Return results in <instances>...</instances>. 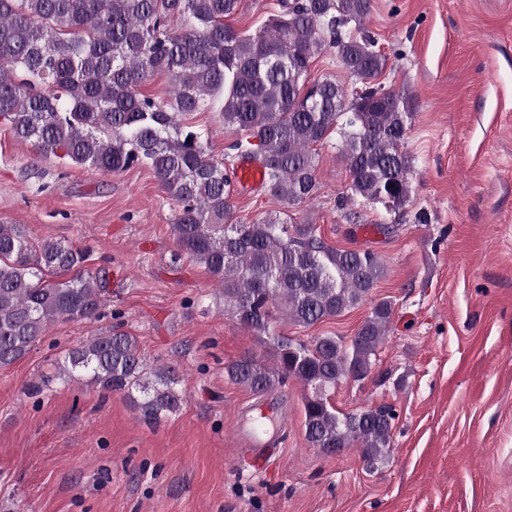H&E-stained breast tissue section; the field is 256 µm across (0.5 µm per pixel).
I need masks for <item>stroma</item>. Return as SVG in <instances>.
<instances>
[{
  "label": "stroma",
  "mask_w": 512,
  "mask_h": 512,
  "mask_svg": "<svg viewBox=\"0 0 512 512\" xmlns=\"http://www.w3.org/2000/svg\"><path fill=\"white\" fill-rule=\"evenodd\" d=\"M366 26L389 57L381 77L409 102L412 194L399 214L337 199L348 171L318 145V189L290 209L338 249L377 253L368 303L282 336L349 338L371 305L394 318L363 383L337 411H396L387 462L359 448L327 455L305 437L306 392L274 390L285 442L271 469L238 455L234 416L254 395L225 369L271 344L224 310L202 265L178 258V203L152 171L103 173L17 142L0 123V224L89 254L112 272L97 320L58 322L0 369V512H512V0H373ZM210 158L232 140L220 112L185 114ZM120 327L149 363L178 367L180 408L146 424L124 395L62 374L67 352ZM50 378L48 390L29 386Z\"/></svg>",
  "instance_id": "stroma-1"
}]
</instances>
